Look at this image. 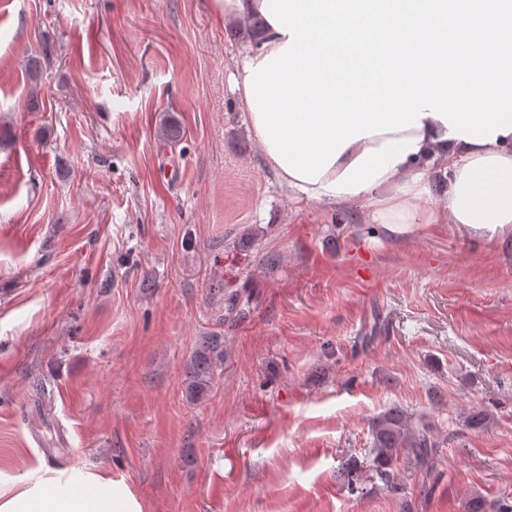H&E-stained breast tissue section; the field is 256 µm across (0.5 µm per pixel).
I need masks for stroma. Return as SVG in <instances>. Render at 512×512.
Returning <instances> with one entry per match:
<instances>
[{"mask_svg":"<svg viewBox=\"0 0 512 512\" xmlns=\"http://www.w3.org/2000/svg\"><path fill=\"white\" fill-rule=\"evenodd\" d=\"M253 41L212 0H0V471L87 466L143 512L512 496V234L396 236L296 200L234 88ZM217 285L249 294L244 315ZM211 333L224 372L194 404ZM393 405L445 441L426 499L421 472L405 498L337 479ZM223 366V336H202L186 365V397L192 402L202 400L210 391Z\"/></svg>","mask_w":512,"mask_h":512,"instance_id":"stroma-1","label":"stroma"}]
</instances>
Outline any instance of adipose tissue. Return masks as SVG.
Returning <instances> with one entry per match:
<instances>
[{
    "mask_svg": "<svg viewBox=\"0 0 512 512\" xmlns=\"http://www.w3.org/2000/svg\"><path fill=\"white\" fill-rule=\"evenodd\" d=\"M261 18L234 78L267 167L298 199L512 233V0H213ZM442 200L431 203V171ZM0 512H142L85 466L0 473Z\"/></svg>",
    "mask_w": 512,
    "mask_h": 512,
    "instance_id": "adipose-tissue-1",
    "label": "adipose tissue"
}]
</instances>
